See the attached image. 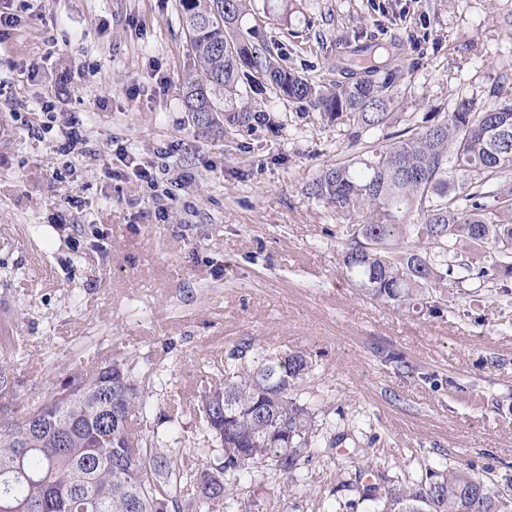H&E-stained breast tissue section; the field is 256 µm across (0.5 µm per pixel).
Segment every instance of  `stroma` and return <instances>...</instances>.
<instances>
[{
    "instance_id": "35a3bbf8",
    "label": "stroma",
    "mask_w": 512,
    "mask_h": 512,
    "mask_svg": "<svg viewBox=\"0 0 512 512\" xmlns=\"http://www.w3.org/2000/svg\"><path fill=\"white\" fill-rule=\"evenodd\" d=\"M0 347L14 408L118 355L155 369L143 434L201 448L195 397L236 341L305 351L302 401L358 425L392 477L488 459L512 473V294L442 288L438 315L407 317L339 272L344 223L305 186L422 121L458 93L512 92V0H250L243 27L324 82L367 39L408 44L386 127L358 129L266 89L269 124H194L179 84L194 58L179 0H0ZM51 130L37 137L42 123ZM76 124L84 154L59 150ZM152 168L131 178L120 151ZM168 422L157 423L159 414ZM335 457L291 499H352Z\"/></svg>"
}]
</instances>
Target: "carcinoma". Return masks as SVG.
<instances>
[{
  "instance_id": "carcinoma-1",
  "label": "carcinoma",
  "mask_w": 512,
  "mask_h": 512,
  "mask_svg": "<svg viewBox=\"0 0 512 512\" xmlns=\"http://www.w3.org/2000/svg\"><path fill=\"white\" fill-rule=\"evenodd\" d=\"M246 0H179L195 68L183 77V105L201 126L266 121L256 98L279 95L330 118L350 113L366 130L385 126L399 65L375 61L379 44L359 47L363 75L315 82L241 29ZM352 221L341 225L342 276L360 292L406 315L438 314L436 292L477 279L512 292V94L482 108L464 94L437 121L416 123L366 154L323 168L307 184ZM125 355L98 371L68 373L40 404L0 416V512H248L240 474L272 480L283 509L313 459L353 441L356 465L340 486L366 512H512V475L475 462L389 478L350 432L328 434L321 411L301 401L312 356L271 353L254 337L235 343L222 380L197 397L199 431L214 448L186 456L162 451L159 435L135 432L147 413ZM17 385L0 362V391Z\"/></svg>"
}]
</instances>
